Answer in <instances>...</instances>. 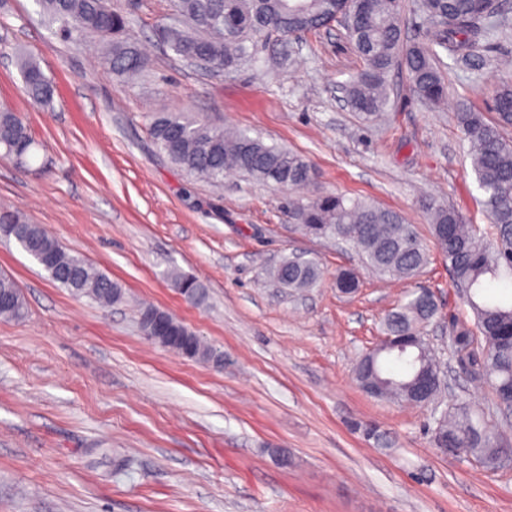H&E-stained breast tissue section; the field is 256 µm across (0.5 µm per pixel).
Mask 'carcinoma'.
Returning <instances> with one entry per match:
<instances>
[{"label":"carcinoma","mask_w":512,"mask_h":512,"mask_svg":"<svg viewBox=\"0 0 512 512\" xmlns=\"http://www.w3.org/2000/svg\"><path fill=\"white\" fill-rule=\"evenodd\" d=\"M40 12L58 25L66 37L92 33L101 38V64L121 82L142 74L148 59L130 31L128 16L116 0H36ZM349 6L355 18L348 36L364 61L363 68L345 86L352 108L367 119L378 118L388 105L387 77L394 66L404 67L413 91L422 101L437 105L446 97L441 53L455 64L481 72L489 65L485 42L486 23L512 12V0H497L489 6L481 0H422L427 23L425 42L404 40L400 25L401 0H176L178 23L162 28L160 39L184 61L202 57L209 71L231 75L256 60L259 44L272 34L284 37L317 33ZM23 91L31 103L50 107L55 85L46 77L37 58L15 54ZM494 95L495 118L487 120L462 104L455 112L458 127L470 145L472 170L482 192L480 204L498 230L496 246L485 245L476 229L462 215L431 201L426 206L432 235L462 298L474 314V324L453 330L450 345L455 363L466 373L488 379L499 407L512 400V293L498 286L512 284V141L502 130L512 127V110L502 103L512 101V62L507 63ZM159 149L183 172L213 184L224 182L232 171L264 183L290 187L314 180L312 164L303 156L260 136L241 130L232 133L184 112H156L150 123ZM39 143L25 117L0 107V157L18 165L46 168L39 161ZM288 208L306 233L353 245L367 267L381 277L410 278L429 263V252L414 225L397 211L332 193L288 199ZM21 230L17 246L59 287L76 297L101 305L118 303L123 289L84 259L69 254L41 225L19 209L0 208V225ZM282 287L301 290L320 277L318 263L283 258L271 270ZM176 288L190 301L203 304L207 293L192 277L170 274ZM0 290L12 294L0 305V317L21 319L26 302L16 281L0 274ZM438 314V306L419 292L383 320L386 336L405 340V352L386 348L370 353L359 364L358 377L374 384L377 398L416 404L415 387L421 376L441 372V361L425 353L416 341L422 328ZM176 335L189 337L192 356L215 362L219 352L194 337V332L166 315ZM433 444L452 448L467 459L497 456L504 452L502 436L489 426L483 413L469 402H456L434 421Z\"/></svg>","instance_id":"1"}]
</instances>
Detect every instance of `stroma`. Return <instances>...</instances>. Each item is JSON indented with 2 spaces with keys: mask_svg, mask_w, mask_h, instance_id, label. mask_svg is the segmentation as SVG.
<instances>
[{
  "mask_svg": "<svg viewBox=\"0 0 512 512\" xmlns=\"http://www.w3.org/2000/svg\"><path fill=\"white\" fill-rule=\"evenodd\" d=\"M120 3L148 55L131 85L97 66L98 39L64 40L35 0H0V107L25 114L50 161L43 173L0 160V207L24 211L124 291L108 307L74 297L0 241V274L27 304L23 319L0 318V512H512V459L493 471L441 453L431 408L370 397L354 373L385 315L414 291L437 297L424 334L440 351L453 323L474 321L422 203L436 199L495 239L454 112L464 101L490 113L497 69L446 62L448 95L432 108L395 68L386 112L368 121L345 98L362 61L340 24L299 41L270 37L259 64L225 78L159 42L170 0ZM17 48L53 80L51 109L25 98ZM161 111L303 155L315 170L308 195L401 212L428 265L409 279L377 276L357 249L304 234L289 190L234 173L219 190L188 178L150 135ZM291 255L319 261L313 287L271 281ZM173 270L205 286V304L180 295ZM342 270L357 277L355 293L337 290ZM146 305L223 353V366L146 339ZM445 372L441 405L475 401L512 444V416L499 414L489 385L451 360Z\"/></svg>",
  "mask_w": 512,
  "mask_h": 512,
  "instance_id": "1",
  "label": "stroma"
}]
</instances>
